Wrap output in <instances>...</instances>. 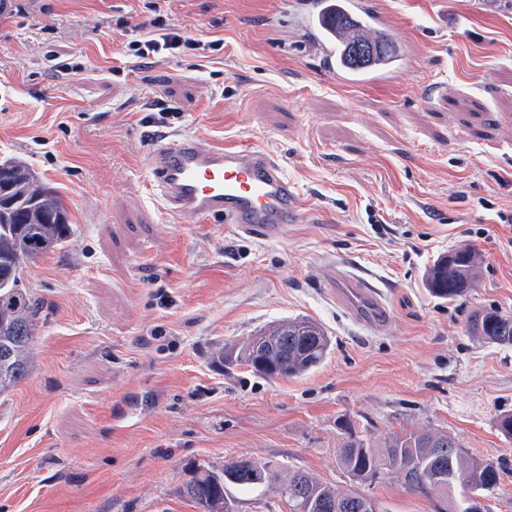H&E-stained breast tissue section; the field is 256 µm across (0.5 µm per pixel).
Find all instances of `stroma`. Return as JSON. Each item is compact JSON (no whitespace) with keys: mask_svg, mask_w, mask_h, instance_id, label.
<instances>
[{"mask_svg":"<svg viewBox=\"0 0 512 512\" xmlns=\"http://www.w3.org/2000/svg\"><path fill=\"white\" fill-rule=\"evenodd\" d=\"M20 3L0 20V158L56 188L74 233L25 276L44 308L35 368L0 397V512H198L183 485L230 458L347 489L351 430H439L512 466V346L469 327L512 314V10L367 0L401 60L356 81L324 72L292 0H175L166 25L223 48L136 69L116 58L150 18L132 0ZM49 51L83 70L57 79ZM160 98L179 107L164 121ZM184 132L274 156L301 216L265 241L170 213L147 155ZM466 245L475 288L435 298L429 268ZM347 275L380 289L381 320L357 315ZM289 317L325 329L328 358L256 374L244 344ZM359 490L377 512L438 510L392 477Z\"/></svg>","mask_w":512,"mask_h":512,"instance_id":"35a3bbf8","label":"stroma"}]
</instances>
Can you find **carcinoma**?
I'll use <instances>...</instances> for the list:
<instances>
[{
    "mask_svg": "<svg viewBox=\"0 0 512 512\" xmlns=\"http://www.w3.org/2000/svg\"><path fill=\"white\" fill-rule=\"evenodd\" d=\"M341 40L339 63L352 78L378 74L374 63L382 58H398L389 34L373 37L361 24H344L336 29ZM371 45L374 53L361 57L356 45ZM10 178L11 206L0 207V396L9 393L31 375L34 368V339L39 326L40 303L23 287L31 263L62 248L73 234L66 208L55 188L39 182L36 174L17 158H1L0 174ZM454 259L442 256L428 271L427 287L440 299L453 301L476 285V251L464 246ZM475 334L490 343L512 345V315L496 310L475 312L470 317ZM269 341L261 354L252 344L244 358L252 368L268 378H298L317 369L327 359L330 340L318 323L306 318L279 320L257 332ZM339 461L345 473L356 482H366L378 471L397 476L407 492L424 497L438 496L445 501V512H467L465 497H456L464 482L479 478L480 486L495 494L502 486L503 464L492 466L468 455L446 432H410L391 436L380 449L360 439L350 438L340 448ZM236 478L224 481L219 472L200 471L182 488V495L206 512L231 509L229 488L247 490L276 482L279 473L270 465L253 459H232ZM288 492L290 512H367L368 497L358 491L339 492L301 470L288 474L280 485Z\"/></svg>",
    "mask_w": 512,
    "mask_h": 512,
    "instance_id": "obj_1",
    "label": "carcinoma"
}]
</instances>
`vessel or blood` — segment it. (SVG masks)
I'll use <instances>...</instances> for the list:
<instances>
[{
  "instance_id": "vessel-or-blood-1",
  "label": "vessel or blood",
  "mask_w": 512,
  "mask_h": 512,
  "mask_svg": "<svg viewBox=\"0 0 512 512\" xmlns=\"http://www.w3.org/2000/svg\"><path fill=\"white\" fill-rule=\"evenodd\" d=\"M295 12L322 34L327 72L335 74L332 5L298 0ZM150 170L151 186L170 212L199 222L218 217L255 238H280L302 208L282 165L251 146L206 147L191 135L168 136L154 144Z\"/></svg>"
}]
</instances>
